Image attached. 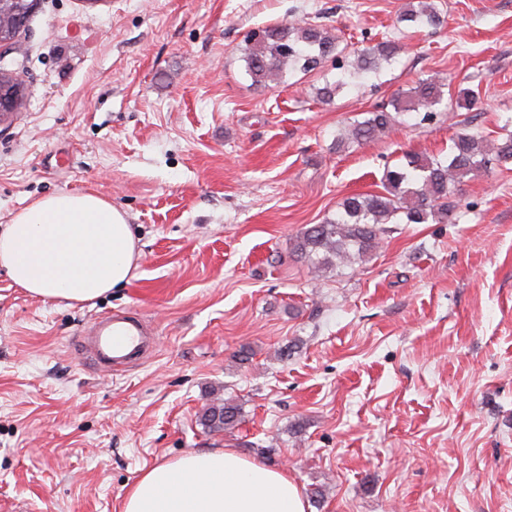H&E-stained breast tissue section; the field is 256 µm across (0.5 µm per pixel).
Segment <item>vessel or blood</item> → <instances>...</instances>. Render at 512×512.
Returning <instances> with one entry per match:
<instances>
[{
	"label": "vessel or blood",
	"mask_w": 512,
	"mask_h": 512,
	"mask_svg": "<svg viewBox=\"0 0 512 512\" xmlns=\"http://www.w3.org/2000/svg\"><path fill=\"white\" fill-rule=\"evenodd\" d=\"M152 347L146 321L125 313L97 317L89 325L87 350L106 370L143 359Z\"/></svg>",
	"instance_id": "b4317fda"
}]
</instances>
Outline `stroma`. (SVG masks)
I'll use <instances>...</instances> for the list:
<instances>
[{
  "label": "stroma",
  "mask_w": 512,
  "mask_h": 512,
  "mask_svg": "<svg viewBox=\"0 0 512 512\" xmlns=\"http://www.w3.org/2000/svg\"><path fill=\"white\" fill-rule=\"evenodd\" d=\"M434 2L442 29L326 105L319 73L252 85L246 34L305 15L359 48L410 0H36L21 50L0 51L24 86L0 128V226L88 192L142 256L83 306L0 270V512H123L145 471L206 448L287 469L308 512H512V169L467 179L458 223L393 225L366 262L317 278L292 251L403 152L512 119V0ZM434 72L480 104L337 149ZM116 311L149 321L156 351L111 374L77 351ZM215 394L241 406L233 430L200 424Z\"/></svg>",
  "instance_id": "stroma-1"
}]
</instances>
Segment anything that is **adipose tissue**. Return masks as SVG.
<instances>
[{"label":"adipose tissue","mask_w":512,"mask_h":512,"mask_svg":"<svg viewBox=\"0 0 512 512\" xmlns=\"http://www.w3.org/2000/svg\"><path fill=\"white\" fill-rule=\"evenodd\" d=\"M140 258L125 214L88 193L44 197L0 232V267L41 298L94 301L125 286ZM123 512H307V502L287 470L209 448L144 472Z\"/></svg>","instance_id":"obj_1"}]
</instances>
